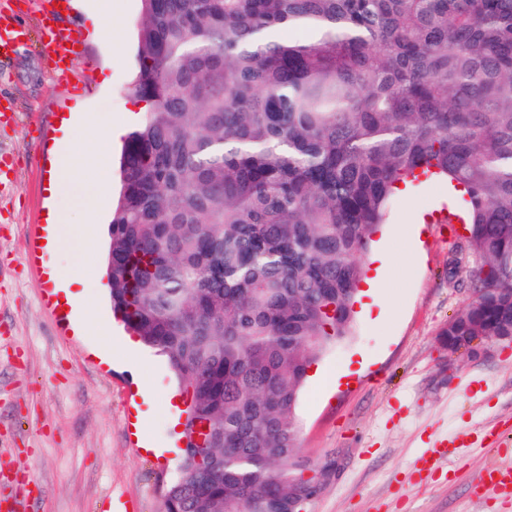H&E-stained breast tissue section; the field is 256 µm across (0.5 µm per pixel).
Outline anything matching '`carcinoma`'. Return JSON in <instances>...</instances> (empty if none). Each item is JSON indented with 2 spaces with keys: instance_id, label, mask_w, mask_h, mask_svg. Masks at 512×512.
<instances>
[{
  "instance_id": "carcinoma-1",
  "label": "carcinoma",
  "mask_w": 512,
  "mask_h": 512,
  "mask_svg": "<svg viewBox=\"0 0 512 512\" xmlns=\"http://www.w3.org/2000/svg\"><path fill=\"white\" fill-rule=\"evenodd\" d=\"M140 2L106 274L190 396L163 510L299 512L331 469L298 455L299 394L397 194L444 178L465 211L442 344L512 330V0Z\"/></svg>"
}]
</instances>
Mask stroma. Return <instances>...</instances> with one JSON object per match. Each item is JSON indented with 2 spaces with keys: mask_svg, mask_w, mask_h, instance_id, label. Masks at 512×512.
Masks as SVG:
<instances>
[{
  "mask_svg": "<svg viewBox=\"0 0 512 512\" xmlns=\"http://www.w3.org/2000/svg\"><path fill=\"white\" fill-rule=\"evenodd\" d=\"M46 0H0L17 15L27 40L0 58V498L18 512H163L164 488L177 473L181 442L164 399L177 384L167 360L153 352L112 363L96 351L124 336L108 299L105 258L75 251L30 249L56 212L68 232L107 241L112 198L98 215L49 198L52 168H66L94 150L85 129L65 131L61 118L93 116L125 122L134 106L127 86L137 64L140 0H112V35L95 31L97 0H84L60 22L79 42L61 82L42 46ZM460 229L419 226L410 271L393 269L377 291L387 317L356 312L351 336L317 362L351 361L360 372L319 390L307 381L297 404L300 457L331 460L333 472L307 512H512V498L472 485L512 448V344L482 345L477 354L448 353L439 333L473 297L449 278ZM78 271L83 302L97 305L110 333L48 302L43 266ZM159 447L152 456L143 439ZM444 446L439 467L419 459Z\"/></svg>",
  "mask_w": 512,
  "mask_h": 512,
  "instance_id": "1",
  "label": "stroma"
}]
</instances>
